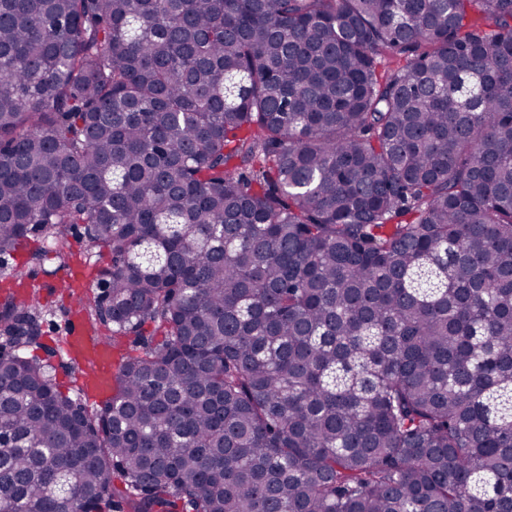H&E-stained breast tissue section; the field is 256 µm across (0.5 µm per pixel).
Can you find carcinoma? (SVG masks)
I'll return each mask as SVG.
<instances>
[{
    "mask_svg": "<svg viewBox=\"0 0 512 512\" xmlns=\"http://www.w3.org/2000/svg\"><path fill=\"white\" fill-rule=\"evenodd\" d=\"M77 224L112 392L0 299V512H512V0H0V256Z\"/></svg>",
    "mask_w": 512,
    "mask_h": 512,
    "instance_id": "obj_1",
    "label": "carcinoma"
}]
</instances>
